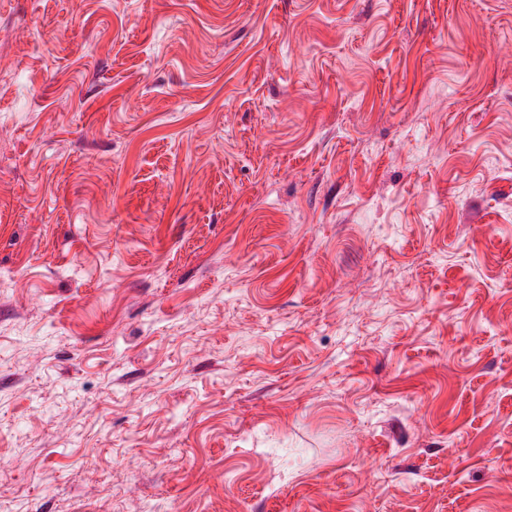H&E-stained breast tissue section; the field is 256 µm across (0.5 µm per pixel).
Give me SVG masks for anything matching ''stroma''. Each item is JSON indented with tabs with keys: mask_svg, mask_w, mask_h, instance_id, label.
<instances>
[{
	"mask_svg": "<svg viewBox=\"0 0 512 512\" xmlns=\"http://www.w3.org/2000/svg\"><path fill=\"white\" fill-rule=\"evenodd\" d=\"M2 272L0 512H512V0H0Z\"/></svg>",
	"mask_w": 512,
	"mask_h": 512,
	"instance_id": "stroma-1",
	"label": "stroma"
}]
</instances>
